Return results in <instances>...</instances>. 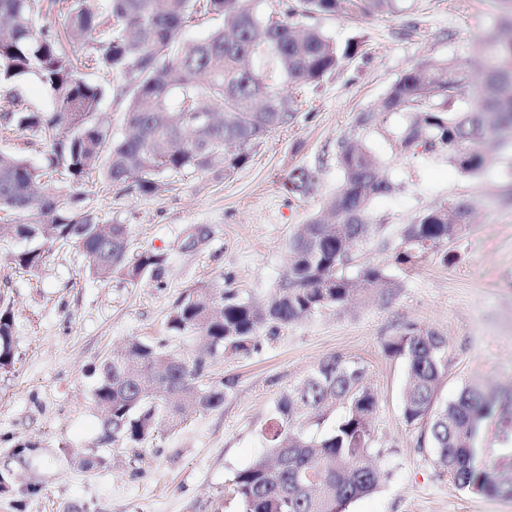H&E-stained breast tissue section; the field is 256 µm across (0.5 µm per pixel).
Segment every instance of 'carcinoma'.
<instances>
[{"mask_svg":"<svg viewBox=\"0 0 512 512\" xmlns=\"http://www.w3.org/2000/svg\"><path fill=\"white\" fill-rule=\"evenodd\" d=\"M40 2L0 0V86L14 87L35 76L47 87L53 111L24 112L9 95L0 119L6 128H63L70 136L52 140L43 167L0 152V212L32 216L27 224H0V241L31 243L9 255L18 272H33L45 259L44 245L59 243L76 247L97 278L119 277L130 285L158 275L164 258L147 250L130 253L127 225L102 222L85 209L80 188L86 177L99 169L107 180L132 181L148 196L164 174L215 167L226 175L235 171L247 163L254 144L292 119L294 100L284 86L317 84L352 54L351 46L340 47L319 29H298V19L400 12V0H295L276 17L263 14L259 0H106L101 9L89 0H64V33L82 40L99 31L85 61L121 78L131 134L116 139L96 119L104 90L84 78L58 33L37 27L44 9ZM500 2L509 9L510 35L475 61L479 83L467 66L429 59L391 86L381 111L423 109L421 120L401 134V150L444 146L452 165L473 176L486 163L482 140L512 132V0ZM201 11L223 17V26L181 48L179 30ZM264 54L273 56L272 70L249 66ZM336 154L344 179L326 203L334 223L313 217L298 226L289 243L288 269L270 305L239 301L214 282L182 295L169 315L171 329L201 332L209 356L240 357L254 349L265 328L274 331L324 308L393 294L396 283L381 265L346 272L352 244L372 230L371 202L392 186L379 175L369 149L343 141ZM288 183L307 192L312 178L300 169ZM472 214L468 202L421 214L406 225L395 262L414 266L429 253L444 264L453 262L446 246L470 228ZM13 325L11 302L0 297V370L5 372L14 365ZM386 352L405 366L403 417L409 424L426 422L425 439L448 481L476 494L512 496V477L475 463L474 440L492 415L493 402L469 386L451 404L435 406L447 367L443 337L410 327L387 344ZM204 364L202 355L173 354L162 344L131 338L99 366L95 398L112 417L101 442H143L162 419L175 429L184 402L201 410L223 406L224 384L200 383ZM365 378L361 361L333 354L280 395L266 430L268 455L229 479V492L242 512H345L350 502L377 488L379 475L369 459L377 399ZM338 406L343 413L329 428L313 430Z\"/></svg>","mask_w":512,"mask_h":512,"instance_id":"cac0c4a2","label":"carcinoma"}]
</instances>
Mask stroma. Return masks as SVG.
Returning a JSON list of instances; mask_svg holds the SVG:
<instances>
[{
    "label": "stroma",
    "instance_id": "obj_1",
    "mask_svg": "<svg viewBox=\"0 0 512 512\" xmlns=\"http://www.w3.org/2000/svg\"><path fill=\"white\" fill-rule=\"evenodd\" d=\"M394 16L316 15L307 26L355 53L315 85L292 90L288 126L256 143L231 175L200 171L164 177L140 194L133 183L90 176L84 206L102 221L127 225L133 250L163 255L159 277L130 285L100 283L76 248L52 246L31 274L14 273L8 255L20 242L0 244V297L13 304L15 363L0 371V474L9 482L0 512H241L224 492L230 475L264 456V433L280 395L322 358L362 361L377 394L370 420L371 453L381 474L374 493L346 512H512V497L456 489L420 446L424 424L402 415L404 366L387 344L410 325L446 340L447 368L437 403L480 386L498 411L512 412V139L484 146L477 177L459 173L447 148L404 153L398 139L415 115L383 112L390 87L410 67L433 58L470 65L483 40L499 36V0H402ZM86 80L107 87L98 116L113 137L124 136L126 102L117 79L88 69ZM370 149L392 183L373 200V234L353 249V263L386 266L398 287L387 299L328 308L260 335L244 357L206 361L205 382H223L224 404L189 411L178 429L158 424L140 444H100L103 416L94 388L96 368L130 337L195 350L197 333L170 330L181 294L223 280L239 300L263 304L286 272L298 225L319 214L343 182L339 142ZM313 175L308 192L289 189L288 176ZM473 203L469 230L448 243L456 260L426 255L413 268L395 264L392 249L406 224L440 204ZM33 445L25 459L13 451ZM477 461L512 473V438L496 418L475 440ZM102 457L84 469L73 458ZM39 494H29L31 486Z\"/></svg>",
    "mask_w": 512,
    "mask_h": 512
}]
</instances>
